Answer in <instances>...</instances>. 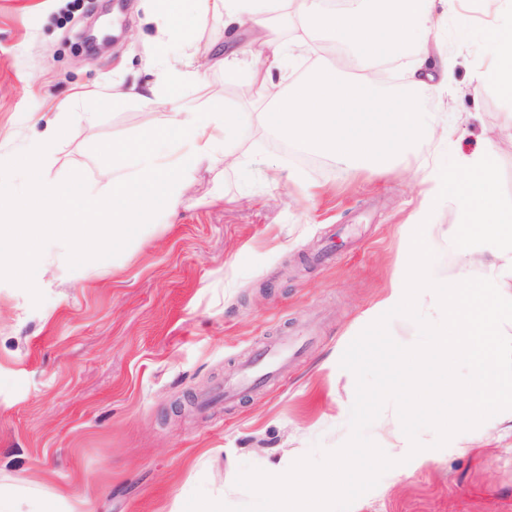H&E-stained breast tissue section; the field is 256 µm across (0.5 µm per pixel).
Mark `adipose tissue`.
Returning <instances> with one entry per match:
<instances>
[{
    "mask_svg": "<svg viewBox=\"0 0 512 512\" xmlns=\"http://www.w3.org/2000/svg\"><path fill=\"white\" fill-rule=\"evenodd\" d=\"M439 0H347L330 9L323 0H156L158 53L150 61L156 81L130 87L128 96L148 109L175 88L196 82L201 68L232 70L252 57L253 81L266 92V111L288 140L345 161L352 169H384L418 138L448 141L455 123L444 112L418 111L413 92H442L448 86V63L434 60L430 41L437 25ZM288 13L301 34L283 41L270 19ZM223 20V50L199 59L200 21ZM258 35L257 44L239 40L242 29ZM327 41L362 56L365 64L381 62L388 50L412 44L417 49L407 76L408 93H384L377 79L361 75L350 81L335 71L319 69L295 88L274 84L273 70H286L289 60L316 51L312 38ZM495 62L488 73L503 95L512 97V28L496 27ZM70 113H59L46 134L22 159L29 175L23 201L0 191V273L38 285L51 258L85 266L91 252L106 254L111 240L132 236L141 219L158 212L175 213L185 190L203 165L225 152L234 136L237 116L213 104L201 111L174 110L150 138L114 151L111 170L102 172L99 186H56L43 171L53 161L66 135ZM24 207L28 221L7 220V213ZM111 232V239L93 243L92 232Z\"/></svg>",
    "mask_w": 512,
    "mask_h": 512,
    "instance_id": "obj_1",
    "label": "adipose tissue"
}]
</instances>
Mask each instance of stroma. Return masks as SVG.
<instances>
[{
	"instance_id": "1",
	"label": "stroma",
	"mask_w": 512,
	"mask_h": 512,
	"mask_svg": "<svg viewBox=\"0 0 512 512\" xmlns=\"http://www.w3.org/2000/svg\"><path fill=\"white\" fill-rule=\"evenodd\" d=\"M151 11L152 0L122 11L112 0H0L1 188L24 197L17 162L75 92L95 121L71 120L47 169L56 184L97 183L114 144L164 123L166 107L112 96L151 80ZM511 21L504 0L449 10L430 43L448 60V94L424 91L415 105L453 113L466 132L412 145L386 170H349L251 117L250 65L181 88L182 108L221 102L244 114L229 148L248 153L203 167L176 215L140 224L88 275L54 263L35 288L0 276V485L70 491L78 512H183L199 488L238 505L241 466L340 447L356 381L334 357L404 261L426 166L496 146L512 195V98L475 81L493 64L490 28ZM363 65L343 48L299 61L289 82L322 66L357 77ZM459 210L443 203L426 230L442 282L459 273ZM300 332L307 343L277 378L203 405L259 346ZM466 436L469 447L437 449L435 432L420 431L425 463L395 466L351 512H512V427L491 421Z\"/></svg>"
}]
</instances>
